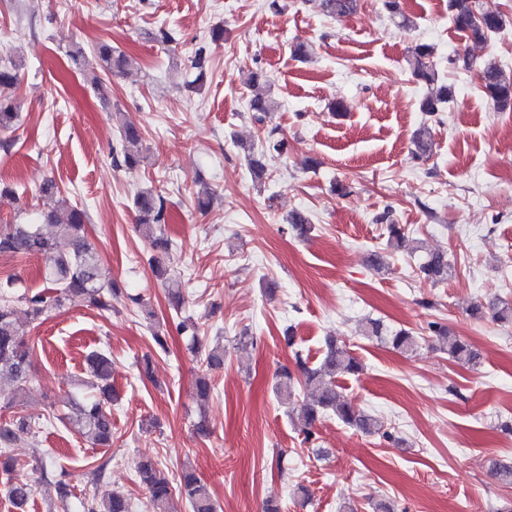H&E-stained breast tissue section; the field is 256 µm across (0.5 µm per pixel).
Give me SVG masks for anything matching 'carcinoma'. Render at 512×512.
<instances>
[{
	"label": "carcinoma",
	"mask_w": 512,
	"mask_h": 512,
	"mask_svg": "<svg viewBox=\"0 0 512 512\" xmlns=\"http://www.w3.org/2000/svg\"><path fill=\"white\" fill-rule=\"evenodd\" d=\"M358 0H320L323 11L331 17L343 18L357 9ZM448 9L456 30L465 39L474 43H484L506 24L505 15L487 3L476 7L472 0H448ZM66 56L73 62L88 66L91 72L87 80L97 87L102 76L125 73L130 58L101 41L92 47L91 55L77 42H69ZM434 47L428 43H419L412 50L413 73L416 79L426 85V93L421 99L420 109L430 116L442 111L451 98V89L439 81L433 67ZM191 67L201 80L208 68L206 49L198 48L190 59ZM485 92L501 110L512 109V72L502 69L497 63L487 61L480 67ZM20 75L15 65L0 63V135L14 132L20 120L16 100L13 97ZM249 87L255 93L249 101L250 110L258 113L255 120L262 123L267 115L274 111L269 97L270 86L261 72H252L247 78ZM265 144L268 149L283 153L288 149L287 139L276 127L267 129ZM413 157L425 161L432 151V135L429 126L422 125L414 136ZM113 163L118 168L134 169L143 162V136L133 124L124 123L120 127L118 146L112 148ZM137 213L139 230L150 241L153 250L151 262L158 273H163V256L172 244L164 234L162 225L166 224V200L158 191L150 188L137 193L133 202ZM45 224L52 228L46 233L41 224H1L0 258L23 256H45L50 264L44 272L49 283L48 290L24 294L20 301L26 307L30 321L43 319L50 312L68 304L84 303L103 312L114 308L123 296L122 289L116 284L101 282L98 272V253L88 240L85 224L87 214L78 203L62 200V206L44 216ZM448 256L440 252H431L419 266L424 277L438 282L448 276ZM14 279L9 277L0 281V379L7 378L21 394L26 391L29 382L30 347L26 340L24 326L17 320L14 300L11 293ZM179 329L190 331L188 350L206 366L195 379L197 401L206 403L214 389L209 372L224 364V345L218 339L208 336V330L199 324L182 321ZM430 337L434 338L448 355L459 363H477L478 353L465 340L448 334V328L437 322L428 324ZM363 336L376 338L392 345L401 352H407L418 345L419 337L405 329L384 334L383 324L370 320L363 329ZM88 371L83 385L97 389L94 400L79 405V415L74 422L78 431L101 446L112 444V402L117 399L109 378L112 373V358L101 351H93L87 357ZM361 370L357 359L348 354L345 347L337 344L333 337L326 342V352L320 364L308 366L300 353H295V368L283 367L277 374L275 386L277 396L290 402L295 391V380L301 379L304 385L312 389V399L303 402L299 410V419L304 441L313 437V428L325 416H334L342 423L368 433L392 438V433L378 418L357 410L348 398L336 390V378L342 375H354ZM38 433L36 424L11 419L0 422V473L6 476L3 492L22 505L32 492V485L25 481H15L11 477L15 469V459L9 454L17 442L25 437H34ZM134 471L148 498L152 512H168L174 492L184 494L191 512H216V504L208 485L197 476L190 466L182 468L178 484H173L160 468L157 461L142 457L134 462ZM490 474L504 484H512V463L497 459L489 461ZM134 503L130 499L113 494L97 506L96 499L90 498L87 512H133Z\"/></svg>",
	"instance_id": "carcinoma-1"
}]
</instances>
